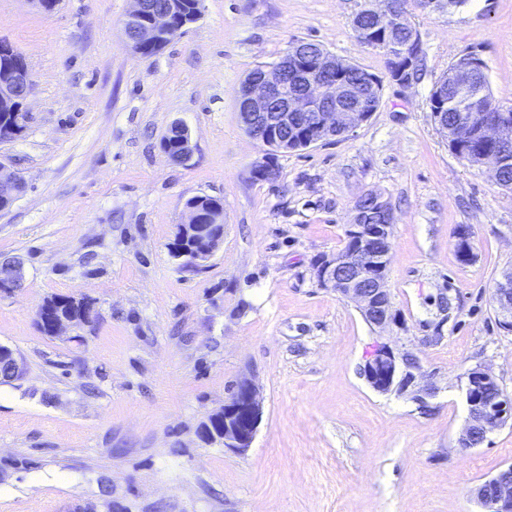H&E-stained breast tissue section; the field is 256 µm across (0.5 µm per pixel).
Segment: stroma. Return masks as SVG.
<instances>
[{
  "mask_svg": "<svg viewBox=\"0 0 512 512\" xmlns=\"http://www.w3.org/2000/svg\"><path fill=\"white\" fill-rule=\"evenodd\" d=\"M361 2L202 0L183 35L141 57L122 30L133 0H0V40L32 81L25 131L0 141L23 183L0 210V259L25 271L0 297V345L25 365L0 383V512H482L473 491L512 464V425L459 447L464 374L486 367L512 395L493 299L512 271V190L455 156L428 97L474 52L493 102L512 105V0L445 14L408 0L425 51L408 85L356 40ZM297 40L382 77L381 102L348 136L278 152L265 180L238 92ZM177 122L185 163L160 148ZM369 191L395 217L400 322L384 330L315 276ZM200 195L223 201L224 241L185 272L169 244ZM58 294L93 308L62 338L37 319ZM378 343L413 355L434 396L375 391L361 369ZM244 380L262 416L238 453L201 427Z\"/></svg>",
  "mask_w": 512,
  "mask_h": 512,
  "instance_id": "obj_1",
  "label": "stroma"
}]
</instances>
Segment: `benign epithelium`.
Wrapping results in <instances>:
<instances>
[{
    "label": "benign epithelium",
    "instance_id": "7a95c632",
    "mask_svg": "<svg viewBox=\"0 0 512 512\" xmlns=\"http://www.w3.org/2000/svg\"><path fill=\"white\" fill-rule=\"evenodd\" d=\"M134 8L123 20L128 49L135 55L146 48L159 52L183 33L174 23L177 12L174 0L158 4L154 0H134ZM366 11L379 17V24L359 28L360 43L384 51L397 71L396 81H409L407 73L417 63L416 52L408 47L393 45L389 16L409 26L406 10L393 8L386 0L384 6H365ZM350 63L326 49L303 54L296 47L286 50L279 61L262 67L249 75L240 90L238 105L245 125L259 132L260 139L273 151L288 150L291 138H306L311 147L330 137H343L378 110L379 102L372 92L382 87L380 77H370L367 92L359 96L355 106L346 102L352 88L345 82L340 68ZM32 82L25 60L9 45L0 43V108L13 112L15 123L25 126L30 112L27 100ZM480 136L495 143L502 152L512 145V116L498 112L485 122ZM0 164V209L9 206L22 190L21 181L14 175L3 174ZM394 213L383 195L370 191L352 208L345 229L348 248L316 265L320 284L332 288L341 297L352 301L364 319L374 328L386 329L397 323L389 289L388 261L391 250V231ZM185 238H204L211 247L197 253L195 262L208 260L224 238L223 216L203 209H188L187 222L177 226ZM23 267L9 261L0 262V294H11L22 286ZM505 330H512V273L505 274L493 291ZM415 359L398 356L386 344H377L367 358L363 375L377 392L412 390L413 398L423 402L434 396L435 389L415 384ZM21 359L9 348L0 346V381L22 378ZM467 424L459 440L462 448L482 444L487 436L512 423V395L507 394L491 371L477 366L465 373ZM261 419V406L255 389L247 382L238 385L229 401L212 413L204 426L209 442H219L238 453L250 448ZM484 512H512V465L485 481L475 490Z\"/></svg>",
    "mask_w": 512,
    "mask_h": 512
}]
</instances>
